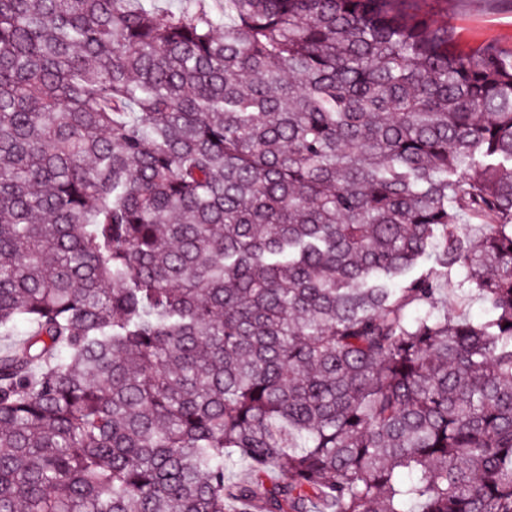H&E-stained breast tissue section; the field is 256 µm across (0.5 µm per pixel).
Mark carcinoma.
Returning a JSON list of instances; mask_svg holds the SVG:
<instances>
[{"label":"carcinoma","mask_w":512,"mask_h":512,"mask_svg":"<svg viewBox=\"0 0 512 512\" xmlns=\"http://www.w3.org/2000/svg\"><path fill=\"white\" fill-rule=\"evenodd\" d=\"M21 323L0 512H512V57L408 0H0ZM445 298L448 300V305L461 306L475 318L483 312V304L475 294L460 290L457 283L446 289Z\"/></svg>","instance_id":"1"}]
</instances>
